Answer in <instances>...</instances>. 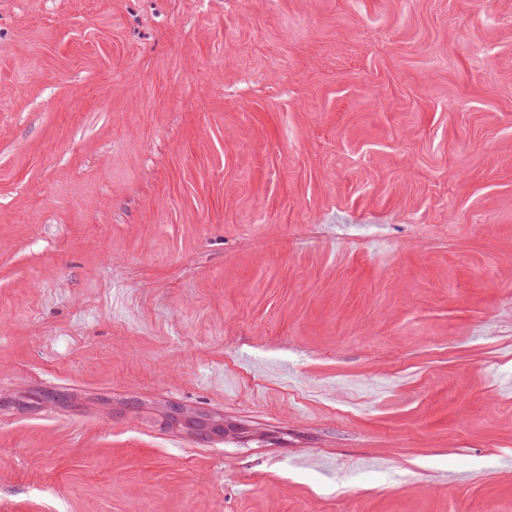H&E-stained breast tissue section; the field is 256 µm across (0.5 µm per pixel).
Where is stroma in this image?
Wrapping results in <instances>:
<instances>
[{
    "instance_id": "obj_1",
    "label": "stroma",
    "mask_w": 512,
    "mask_h": 512,
    "mask_svg": "<svg viewBox=\"0 0 512 512\" xmlns=\"http://www.w3.org/2000/svg\"><path fill=\"white\" fill-rule=\"evenodd\" d=\"M0 457L8 512H512V0H0Z\"/></svg>"
}]
</instances>
